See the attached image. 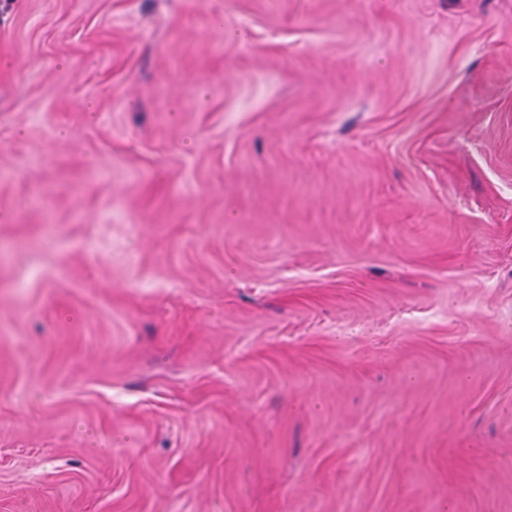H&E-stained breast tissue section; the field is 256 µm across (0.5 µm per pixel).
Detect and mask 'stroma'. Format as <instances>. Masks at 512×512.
<instances>
[{
	"instance_id": "stroma-1",
	"label": "stroma",
	"mask_w": 512,
	"mask_h": 512,
	"mask_svg": "<svg viewBox=\"0 0 512 512\" xmlns=\"http://www.w3.org/2000/svg\"><path fill=\"white\" fill-rule=\"evenodd\" d=\"M0 512H512V0H0Z\"/></svg>"
}]
</instances>
